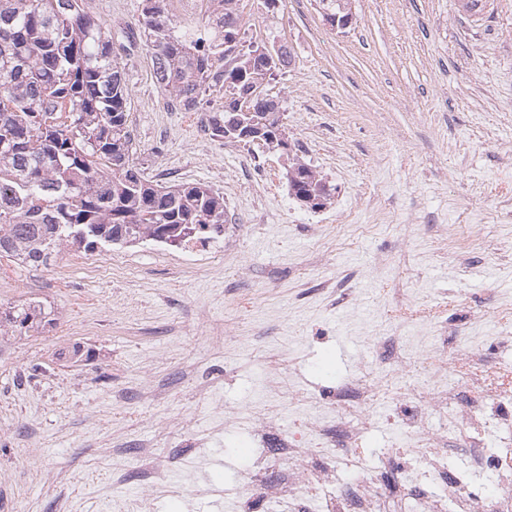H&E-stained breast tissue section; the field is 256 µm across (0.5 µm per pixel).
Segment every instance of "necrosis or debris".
Masks as SVG:
<instances>
[{
    "label": "necrosis or debris",
    "instance_id": "1",
    "mask_svg": "<svg viewBox=\"0 0 512 512\" xmlns=\"http://www.w3.org/2000/svg\"><path fill=\"white\" fill-rule=\"evenodd\" d=\"M426 332L418 354L426 374L415 382L405 377L402 345L376 335L368 344L380 368L327 394L294 392L287 350L268 357V394L225 409L228 418L246 416L259 450L238 479L240 512H392L398 498L409 500L410 512H512V369H482L471 337L448 349L444 327ZM452 372L464 373L465 390L449 383ZM298 402L310 408L307 421L281 430L283 410ZM380 411L407 434L410 457L367 461L362 438ZM458 448L467 466L452 472L448 455ZM483 471L495 474V492L476 486Z\"/></svg>",
    "mask_w": 512,
    "mask_h": 512
}]
</instances>
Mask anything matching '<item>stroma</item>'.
Instances as JSON below:
<instances>
[{"mask_svg": "<svg viewBox=\"0 0 512 512\" xmlns=\"http://www.w3.org/2000/svg\"><path fill=\"white\" fill-rule=\"evenodd\" d=\"M88 2L122 49L135 167L223 195L227 246L199 268L151 241L65 249L37 270L0 256V312L53 309L39 334L0 329V512H114L142 491L125 479V442L150 439L165 458L190 412L203 463L170 470L153 512H237L251 437L220 404L263 396L268 339L224 338L253 322L287 336L310 392L371 364L369 334L412 335L404 300L449 338L475 336L485 362H512L499 317L512 307V0L476 14L460 0H352L342 32L315 0H242L247 25L293 50L270 88L290 151L333 188L316 211L289 194L280 152L210 138L207 113L171 108L139 35L142 0ZM115 253L124 267L97 273Z\"/></svg>", "mask_w": 512, "mask_h": 512, "instance_id": "35a3bbf8", "label": "stroma"}]
</instances>
